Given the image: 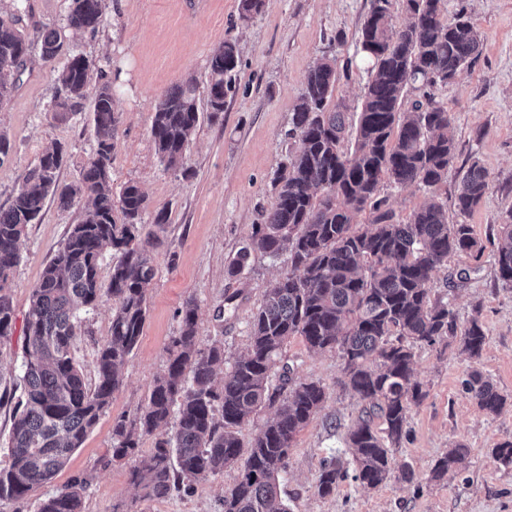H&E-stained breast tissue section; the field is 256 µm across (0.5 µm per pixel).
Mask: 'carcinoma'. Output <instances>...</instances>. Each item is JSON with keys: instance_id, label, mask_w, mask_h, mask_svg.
Listing matches in <instances>:
<instances>
[{"instance_id": "1", "label": "carcinoma", "mask_w": 512, "mask_h": 512, "mask_svg": "<svg viewBox=\"0 0 512 512\" xmlns=\"http://www.w3.org/2000/svg\"><path fill=\"white\" fill-rule=\"evenodd\" d=\"M13 12L0 14V105L10 99L14 82L32 52L20 27L27 0H14ZM391 0H372L358 31V49L368 61L357 120L348 122L343 107L332 103L336 61L322 59L310 69L293 112L291 135L297 138L274 179L276 201L252 234L254 248L278 258L288 269L266 289L254 312L246 353L221 384L224 344H205L198 336L197 305L186 302L180 332L168 348L163 375L155 379L138 421L119 419L112 427V460L135 454L140 436L164 428L155 448L131 471L142 498L159 500L186 494L198 484L238 470L224 492L221 512H290L281 497L278 476L286 470L297 434L320 411L323 385L295 377L281 364L291 336L314 351H336L343 360L341 384L364 407L348 431L347 469L332 458L319 475L317 492L333 494L350 478L376 488L393 473L391 449L408 435L411 406L424 397L414 376L415 348L459 340L479 361L485 334L478 316L464 325L444 296H432V274L451 253L478 259L483 246L465 218L489 190L486 171L474 161L457 171V220L437 200L448 183L456 152L452 113L432 88L456 79L478 55L482 35L464 10L448 18L447 0H405L408 21L396 26ZM106 21L105 0H68L67 27L94 32ZM63 46L53 30L43 38L42 59L54 60ZM240 61L235 41L224 40L209 58L207 111H224V98ZM94 64L71 55L57 76L51 111L60 120L83 111ZM418 92L410 111H402L409 90ZM95 147L78 179L62 184L58 172L64 150L53 145L28 169L9 206L0 208V339L16 326L11 295L19 241L36 223L47 199L62 208L88 202L80 223L70 231L33 286L23 325V358L15 390L0 393L14 402L8 442L9 463L0 468V502L24 499L57 475L82 446L112 394L137 345L147 315V291L155 275V240H142L138 225L147 196L135 183L112 187V140L119 114L110 84L98 87L92 101ZM200 120L197 89L186 81L164 92L156 105L151 137L168 169L182 167ZM415 185L431 201L401 221L381 196L384 185ZM119 207L123 222L113 218ZM369 210L371 224L353 222ZM505 241L498 246V278L512 284V210L504 219ZM117 255L108 288L100 281V259ZM115 300L110 334L95 358L96 379L88 385L73 355L80 313L94 309L103 295ZM478 407L496 415L507 402L479 369L465 380ZM278 405L275 416L244 444L239 428L258 408ZM221 418H216V415ZM467 453L459 444L431 470L443 477ZM90 481L73 477L41 500L37 512H83Z\"/></svg>"}]
</instances>
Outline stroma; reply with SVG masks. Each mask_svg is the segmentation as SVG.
<instances>
[{"mask_svg": "<svg viewBox=\"0 0 512 512\" xmlns=\"http://www.w3.org/2000/svg\"><path fill=\"white\" fill-rule=\"evenodd\" d=\"M371 0H264L251 20L239 19V0H107V21L96 33L69 31V51L93 60V84L112 83L120 116L112 151V185L137 183L147 194L142 237L157 238L152 254L156 276L147 292V317L139 342L123 369L122 383L107 412L69 464L25 499L0 503V512H36L39 501L74 476L91 475L84 512H220L235 471L211 478L194 493L162 500L142 499L130 481L134 459H112V426L135 420L166 368L167 348L178 335V312L186 301L198 306L203 341L224 343L221 372H228L249 343V322L265 291L285 270V258L252 251L244 265L236 259L248 248L254 225L263 223L275 202L273 178L295 147L289 136L292 115L306 76L323 57L337 63L335 100L357 115L368 75L357 53L358 29ZM23 25L31 39L65 28L67 0H28ZM466 9L483 36L477 60L457 78L436 86L437 100L452 112L455 168L479 162L490 189L467 217L484 246L481 260L449 255L431 280L447 292L459 322L478 316L486 335L480 360L455 347L421 346L415 378L423 400L409 412V436L392 452L394 468L411 467L414 483L391 479L370 489L352 481L320 496L317 482L325 459L344 454V436L362 402L342 387V361L333 352L310 350L302 337L289 338L282 360L297 377L320 382L326 390L321 412L297 435L288 466L279 477L291 512H512V467L500 464L493 448L512 441V285L497 278L495 258L501 224L512 210V0H450L449 12ZM239 44L240 66L234 89L217 117L201 114L182 168L161 163L150 134L158 98L194 79L206 98L208 59L224 40ZM67 62L40 56L28 60L10 102L0 108V132L14 137L15 153L0 162V207H7L26 171L48 147L66 151L59 178L76 180L94 150L91 110L55 119L50 105L56 75ZM166 211L168 221L154 217ZM85 211L84 203L61 208L46 201L42 218L28 225L20 243L21 261L12 279L17 317H24L30 294L44 266ZM115 305L104 297L84 314L73 354L87 384L95 382L97 349L106 340ZM490 377L507 403L496 415L479 409L464 381L472 368ZM469 454L443 480L429 473L456 443Z\"/></svg>", "mask_w": 512, "mask_h": 512, "instance_id": "obj_1", "label": "stroma"}]
</instances>
